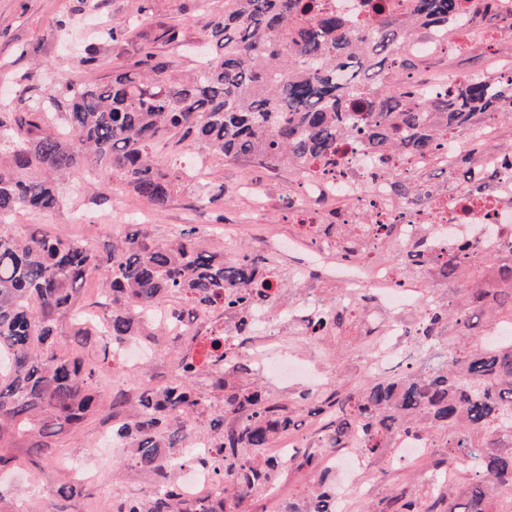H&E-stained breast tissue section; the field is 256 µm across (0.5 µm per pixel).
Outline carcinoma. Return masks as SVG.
<instances>
[{
    "label": "carcinoma",
    "instance_id": "carcinoma-1",
    "mask_svg": "<svg viewBox=\"0 0 512 512\" xmlns=\"http://www.w3.org/2000/svg\"><path fill=\"white\" fill-rule=\"evenodd\" d=\"M467 2L408 0L404 19L376 3L368 23L356 26L320 10L316 0H224V15L201 49L204 68L167 75L146 45L129 69L88 83L82 73L95 59L79 56L76 80L25 112H0V435L18 425L48 437L81 422L98 380L112 368L114 345L144 335L148 323L140 310L165 304L182 323L200 307L219 306L243 318L272 288L259 277L266 258L242 251L226 260L199 244L195 226L160 244L137 224L98 250L62 235L11 231L17 211L59 208L58 182L91 173L117 174L131 193L162 206L183 181L178 157L193 146L305 177L334 160L342 135L357 133L382 154L403 148L430 154L452 128L480 116L511 120L512 75L499 79L481 70L463 87L417 96L359 79L375 57L396 60L397 42L414 35L419 23H452ZM482 2L486 23L512 29V14L494 13L492 0ZM50 108L63 110L73 138L45 124ZM200 203H224V184H211ZM474 253L465 243L428 261L453 301L433 302L412 336L430 350L453 318L459 341L448 360L371 377L356 392H301L300 400L328 420L317 447L286 461L264 450L299 426L301 414L256 386L229 385L227 377L247 366L226 359L231 347L224 329L212 328L204 360L187 347L178 374L161 386L139 385L125 418L112 427V437L129 449L130 465L153 486L144 498L118 499L112 512H225L227 495L241 507L255 487L272 486L288 463L316 472L323 449L353 437L363 457L383 456L401 435L435 446L436 467L461 457L477 466L461 490H445L429 506L395 495L392 512H512V337L491 346L467 341L487 326L476 308L512 326V252L486 251L478 260ZM483 261L495 263L493 277L477 274ZM95 271L109 283L97 302L108 332L102 357L86 361L63 352L58 322L70 318L73 335L85 341L99 335L78 317L77 306L80 287ZM327 311L309 323L319 340L340 336L346 322L340 305ZM200 376L207 393L194 386ZM214 393L224 396L219 412L209 411ZM200 432L219 451L218 493L201 503L188 501L172 476L179 450ZM334 494L322 477L283 512H332Z\"/></svg>",
    "mask_w": 512,
    "mask_h": 512
}]
</instances>
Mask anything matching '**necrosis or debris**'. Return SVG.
<instances>
[{"label":"necrosis or debris","mask_w":512,"mask_h":512,"mask_svg":"<svg viewBox=\"0 0 512 512\" xmlns=\"http://www.w3.org/2000/svg\"><path fill=\"white\" fill-rule=\"evenodd\" d=\"M481 28L479 14L472 11L464 15L458 38L421 27L419 36L400 42L401 64L391 70L389 88L406 92L429 86L425 65L472 48ZM497 135L496 122L488 120L456 129L436 154L403 150L387 162L377 158L365 140L345 138L335 171L299 179L283 197L289 216L298 221L355 225L357 238L349 254L340 239L311 237V263L300 273L344 281L341 302L349 310H359L368 297L378 304L382 352L371 360L370 369H382L398 355L408 334L400 315L410 307L411 292L430 286L425 269L412 262L416 241L426 240L435 251L463 242L476 244L482 252L512 246V153L491 149ZM466 149L474 150L475 163L465 171L461 185L452 188L446 181H437L436 171L446 176L461 171L459 157ZM399 177L414 180L421 191L420 204L395 193L393 184ZM187 455L176 479L186 498L208 500L217 484L210 464L217 455L212 439L198 436ZM336 460L335 505L340 508L347 494L359 488L363 456L357 440L345 442Z\"/></svg>","instance_id":"obj_1"}]
</instances>
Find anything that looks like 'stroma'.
<instances>
[{
  "mask_svg": "<svg viewBox=\"0 0 512 512\" xmlns=\"http://www.w3.org/2000/svg\"><path fill=\"white\" fill-rule=\"evenodd\" d=\"M141 3L146 13L132 34L109 43L100 40L99 27L127 23ZM223 13L224 0H0V112L24 111L30 98L44 97L71 80L74 52L65 51L68 42L74 43L75 51L84 50L96 57V68L84 72L89 82L122 71L138 60L140 46L147 39L153 41L168 74L186 73L195 65L191 46L204 38L211 23ZM60 19L71 21L69 34L57 29ZM164 25L176 30L175 40L160 38ZM500 35V29L487 26L479 45L443 61V68L453 73L493 71L501 61H512V51ZM209 167L224 184V205L218 212L198 207L196 199L206 191L201 182L180 187L164 207L156 208L136 199L119 176H101L90 183L76 179L64 182L60 187L63 206L36 216L16 214L12 228L29 234H65L102 246L124 231L125 217L134 215L159 242L173 238L183 225H195L207 249L228 256L241 251L265 256L272 252V241L304 236L303 226L289 220L277 205L290 179L287 169L270 178L260 166L246 162L213 160ZM244 179L252 180L257 194L269 203L262 217L252 218L250 201L237 190ZM76 215L82 216V223H73ZM279 344L285 352L304 354L321 371L324 384L348 392L366 381V367L376 353L377 342L375 337L358 335L352 329L340 343L320 350L315 340L297 335L294 325L286 322ZM184 350L183 343L170 337H155L151 355L139 368L112 370L97 387L102 407H109L118 393L133 394L136 379L164 384ZM258 383L269 398L305 413L304 427L281 435L272 454L285 449L305 450L308 436L320 426L319 416L305 412L296 389L266 376ZM107 425L102 412L90 413L78 429L68 428L52 437L47 455L35 453L36 438L31 433L14 429L1 438L0 454L13 457L15 464L0 470V512H19L28 505L55 512L62 502L56 491L70 479L56 465L61 458L71 459L84 473L78 492L67 502V512H111L116 497L145 496L147 481L124 466L123 456L93 454V445ZM431 471L427 455L412 456L402 467L387 466L382 457L366 460L359 476L362 490L347 498V512H385L389 500L400 492L424 496L428 489L425 477ZM313 481L309 470L285 467L271 489L246 499L247 512H280L288 502L301 501Z\"/></svg>",
  "mask_w": 512,
  "mask_h": 512,
  "instance_id": "stroma-1",
  "label": "stroma"
}]
</instances>
